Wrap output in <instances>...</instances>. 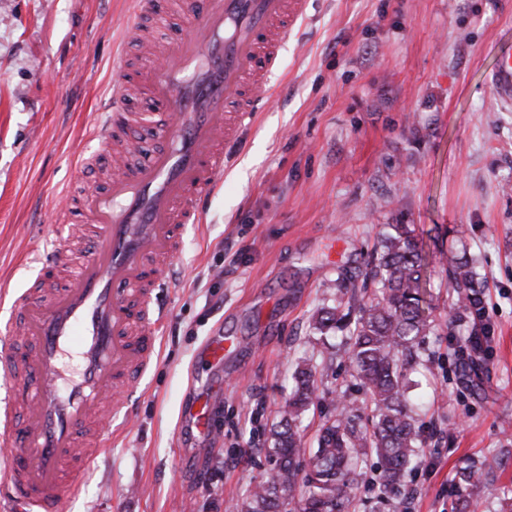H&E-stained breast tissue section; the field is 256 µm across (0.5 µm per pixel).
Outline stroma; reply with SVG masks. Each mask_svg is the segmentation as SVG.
Here are the masks:
<instances>
[{
  "instance_id": "1",
  "label": "stroma",
  "mask_w": 512,
  "mask_h": 512,
  "mask_svg": "<svg viewBox=\"0 0 512 512\" xmlns=\"http://www.w3.org/2000/svg\"><path fill=\"white\" fill-rule=\"evenodd\" d=\"M183 0H0V321L30 287L47 241L68 244L78 201L104 189L111 155L89 136L112 104L113 61L139 64L131 25L168 49L188 34ZM512 51V0H310L269 76L274 98L224 153L200 223L187 225L160 356L112 448L66 512H238L274 466L267 432L299 358L333 351L311 329L339 273L364 276L383 224H411L425 252L468 250L484 279L491 356L479 391L458 379L447 279L429 290L437 325L413 392L420 464L381 495L375 463L351 512H459L456 475L512 448V111L489 77ZM134 160L163 147L171 116L132 101ZM73 209L53 223L60 198ZM233 339L224 361L208 342ZM208 399L209 432L195 401Z\"/></svg>"
}]
</instances>
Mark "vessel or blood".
<instances>
[{
	"label": "vessel or blood",
	"mask_w": 512,
	"mask_h": 512,
	"mask_svg": "<svg viewBox=\"0 0 512 512\" xmlns=\"http://www.w3.org/2000/svg\"><path fill=\"white\" fill-rule=\"evenodd\" d=\"M309 0H191L192 39L156 59L153 42L139 37L145 60L141 93L171 105L176 119L161 134L165 150L141 165L115 167L108 190L81 201L99 230L65 288L44 294L32 285L12 313L33 348L23 363L0 352V486L9 502L33 512H63L91 457L108 437L96 421L104 406L121 411L158 355L164 319L154 291L169 284V262L180 231L197 223L205 197L224 171L233 143L273 96L267 76ZM490 85L502 106L512 105V55L503 56ZM80 336L81 371L64 381L60 361Z\"/></svg>",
	"instance_id": "vessel-or-blood-1"
}]
</instances>
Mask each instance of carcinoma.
<instances>
[{
	"mask_svg": "<svg viewBox=\"0 0 512 512\" xmlns=\"http://www.w3.org/2000/svg\"><path fill=\"white\" fill-rule=\"evenodd\" d=\"M429 255L409 224H385L364 277L340 274L329 284L330 302L313 316L311 328L322 338L342 337L336 355L346 356L359 399L330 393V415L316 447L306 448L299 428L318 399L317 366L299 360L288 409L271 430L269 455L275 466L241 500L240 512H348L368 454L381 468L379 489L391 493L415 469L419 431L408 394L409 375L419 363L418 349L434 319L427 301ZM451 300L445 323L465 331L460 347L461 379L474 382L486 366L488 325L484 286L467 252L439 251ZM490 463L472 459L458 473L462 512H489L480 490L488 486Z\"/></svg>",
	"mask_w": 512,
	"mask_h": 512,
	"instance_id": "obj_1",
	"label": "carcinoma"
}]
</instances>
